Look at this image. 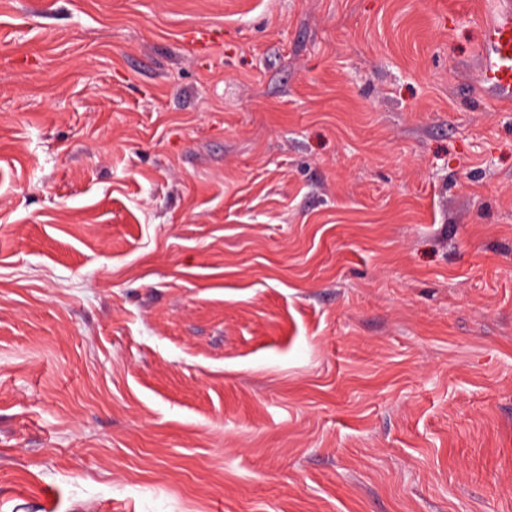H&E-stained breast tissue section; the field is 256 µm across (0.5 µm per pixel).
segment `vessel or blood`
I'll list each match as a JSON object with an SVG mask.
<instances>
[{"label":"vessel or blood","mask_w":512,"mask_h":512,"mask_svg":"<svg viewBox=\"0 0 512 512\" xmlns=\"http://www.w3.org/2000/svg\"><path fill=\"white\" fill-rule=\"evenodd\" d=\"M476 76L492 99L512 105V0H493L482 24Z\"/></svg>","instance_id":"b4317fda"}]
</instances>
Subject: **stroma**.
Segmentation results:
<instances>
[{
	"label": "stroma",
	"instance_id": "1",
	"mask_svg": "<svg viewBox=\"0 0 512 512\" xmlns=\"http://www.w3.org/2000/svg\"><path fill=\"white\" fill-rule=\"evenodd\" d=\"M489 8L0 0V512H512Z\"/></svg>",
	"mask_w": 512,
	"mask_h": 512
}]
</instances>
